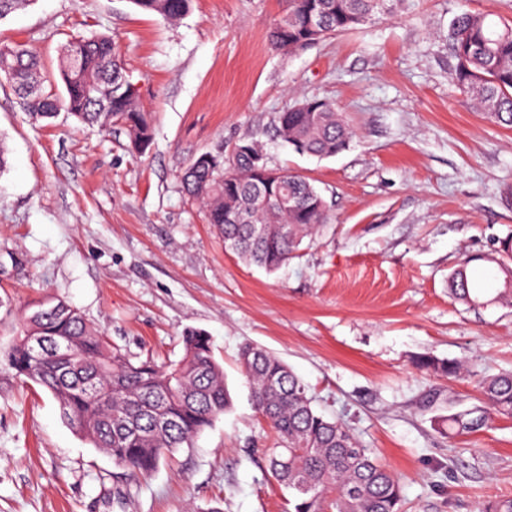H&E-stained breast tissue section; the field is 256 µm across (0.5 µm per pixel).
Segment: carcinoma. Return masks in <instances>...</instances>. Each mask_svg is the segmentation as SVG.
Returning <instances> with one entry per match:
<instances>
[{"label": "carcinoma", "mask_w": 512, "mask_h": 512, "mask_svg": "<svg viewBox=\"0 0 512 512\" xmlns=\"http://www.w3.org/2000/svg\"><path fill=\"white\" fill-rule=\"evenodd\" d=\"M140 10L166 21L185 15L190 0H131ZM397 0H285L281 19L269 31L270 46L290 55L359 25L391 13ZM448 49L455 60L459 89L477 110L496 123L512 127V24L497 25L489 15L465 12L448 28ZM7 66L15 92L33 118L51 119L60 111L82 125L109 130L118 124L136 152L148 147L151 120L138 97L123 92L124 64L109 37L74 38L60 50L59 73L65 94L46 90L39 56L33 49L0 42L1 66ZM111 92L109 111L97 103ZM288 129L286 143L302 155L319 158L342 152L353 132L336 105L304 99L278 117V131ZM182 184L200 201L208 223L224 238V249L272 273L314 240L329 223L322 194L305 177L288 174L292 205L283 210L250 175V158L229 154L216 170L202 157L184 171ZM237 195L251 200L246 220L233 223L226 211ZM497 265L498 288H485L463 265L448 278L450 295L468 306H512V240L500 242L496 254L484 257ZM41 336L47 352L32 358L28 337ZM183 355L169 363L133 360L112 347L81 311L63 301L40 302L23 321L12 343L0 350L4 365L24 381L48 392L63 417L92 447L120 468L154 471L168 453L189 447L194 438L232 406L224 368L209 336L189 331L182 336ZM238 363L253 407L276 431L282 447L270 449L271 475L291 495L292 512H403L399 478L363 447L349 427L319 412L305 384L274 354L250 343L238 352ZM419 368L456 377L461 365L432 356L417 359ZM112 381V394L100 391ZM485 404L512 416V372L479 381ZM487 420L475 409L448 419V426L473 432Z\"/></svg>", "instance_id": "obj_1"}]
</instances>
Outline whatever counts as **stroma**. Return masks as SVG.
<instances>
[{"instance_id": "obj_1", "label": "stroma", "mask_w": 512, "mask_h": 512, "mask_svg": "<svg viewBox=\"0 0 512 512\" xmlns=\"http://www.w3.org/2000/svg\"><path fill=\"white\" fill-rule=\"evenodd\" d=\"M282 0H192L166 22L131 0H35L0 41L40 53L58 80L62 45L109 35L153 117L132 153L120 129L30 119L0 85V349L36 302L77 307L113 347L175 361L185 331L211 336L233 407L150 475L82 440L37 385L0 371V512H288L266 449L277 437L237 365L242 343L282 359L315 407L345 422L399 477L405 512H476L512 498V417L460 434L482 377L512 371V307L448 295L464 261L512 236V128L456 88L458 13L512 23V0H398L393 13L293 55L267 33ZM335 102L354 137L336 156L295 153L280 112ZM259 141L270 167L308 178L329 224L268 273L227 252L180 176L204 152ZM422 355L464 364L418 369Z\"/></svg>"}]
</instances>
